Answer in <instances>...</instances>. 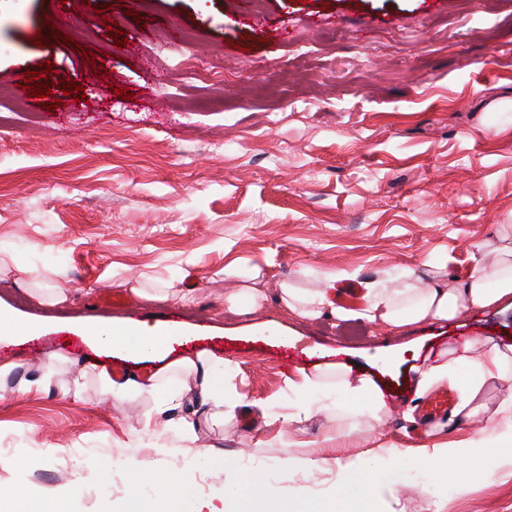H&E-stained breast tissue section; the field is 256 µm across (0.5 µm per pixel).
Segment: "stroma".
Wrapping results in <instances>:
<instances>
[{
	"mask_svg": "<svg viewBox=\"0 0 512 512\" xmlns=\"http://www.w3.org/2000/svg\"><path fill=\"white\" fill-rule=\"evenodd\" d=\"M50 17L66 19L59 32L74 45H36ZM44 60L61 77L53 111L22 88ZM66 80L84 86V101L64 94ZM0 87V316L40 330L0 341V364L16 365L0 379V459L11 462L0 512H12L15 489L43 498L78 477L70 512H128L154 495L137 472L185 469L192 485L173 491L185 512L223 498L249 505L256 469L273 487L304 489L311 512H342L339 456L402 490L376 512H512L510 462L461 488L405 461L425 444L483 437L481 421L425 418L412 355L477 336L512 344V296L448 321L359 318L353 339L345 321L304 319L275 300L289 281L395 288L428 266L454 285L473 269V244L512 224V122L497 119L512 113V0H0ZM35 273L63 303L22 287ZM250 282L266 302L228 309L225 293ZM136 286L188 297L148 301ZM144 322L192 331L175 355L236 361L240 420L204 419L183 439L185 407L147 426V401L102 402L94 377L82 399L61 393L91 354L84 331ZM52 352L68 361L44 385ZM317 363L371 375L389 414L337 444L321 413L281 428L284 377ZM286 454L325 463L287 469Z\"/></svg>",
	"mask_w": 512,
	"mask_h": 512,
	"instance_id": "stroma-1",
	"label": "stroma"
}]
</instances>
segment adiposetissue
I'll return each instance as SVG.
<instances>
[{
    "label": "adipose tissue",
    "mask_w": 512,
    "mask_h": 512,
    "mask_svg": "<svg viewBox=\"0 0 512 512\" xmlns=\"http://www.w3.org/2000/svg\"><path fill=\"white\" fill-rule=\"evenodd\" d=\"M472 258L474 270L469 278L452 287L434 276L423 288L406 283L398 288L368 289L360 317L394 326L449 320L467 309L491 308L503 297L512 295V224L503 225L495 244H475ZM331 296V287L308 289L290 282L281 285L279 292L280 302L303 318L314 319L326 313L339 319L350 318L351 310L335 306ZM90 339L108 356L133 360L151 356L166 359L167 364L143 383L131 378L113 379L104 364L94 362L78 369L75 378L63 386L64 394L81 398L83 379L92 373L105 399L116 405L132 398L149 400L150 415L154 418L171 403L186 397L206 408L213 424L224 425L236 420L239 402L232 394V358L200 350L169 360L172 337L161 326L146 323L132 329L115 328L108 333L94 330ZM460 368L470 371L468 380L463 383L456 375ZM416 373V397H425L445 385L458 391V402L453 410L455 418H482L488 411L482 400L487 384L512 381V344L501 345L489 337H476L462 348L440 350L434 358L417 366ZM282 391L298 402L295 412L282 417L288 425L299 422L302 415L310 412L309 399L317 393L324 396L327 410L354 423L365 417L378 421L388 412L384 395L373 378L365 373L352 375L347 366L332 372L297 368L293 375L284 378ZM506 459L512 461V437L494 433L462 450L437 444L423 448L413 456L412 462L433 481L458 480L473 465L493 466ZM336 472L337 493L347 502L346 512H371L373 500L395 501L400 497L395 486L375 485L371 472L359 460H337Z\"/></svg>",
    "instance_id": "adipose-tissue-1"
}]
</instances>
